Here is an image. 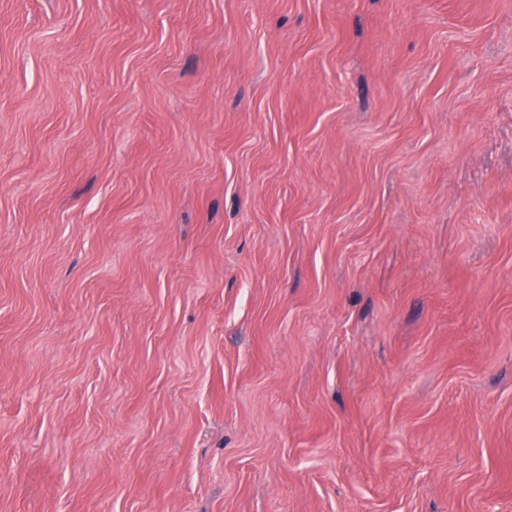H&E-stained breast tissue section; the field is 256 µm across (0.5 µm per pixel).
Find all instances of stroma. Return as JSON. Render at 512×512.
<instances>
[{"mask_svg":"<svg viewBox=\"0 0 512 512\" xmlns=\"http://www.w3.org/2000/svg\"><path fill=\"white\" fill-rule=\"evenodd\" d=\"M0 512H512V0H0Z\"/></svg>","mask_w":512,"mask_h":512,"instance_id":"obj_1","label":"stroma"}]
</instances>
